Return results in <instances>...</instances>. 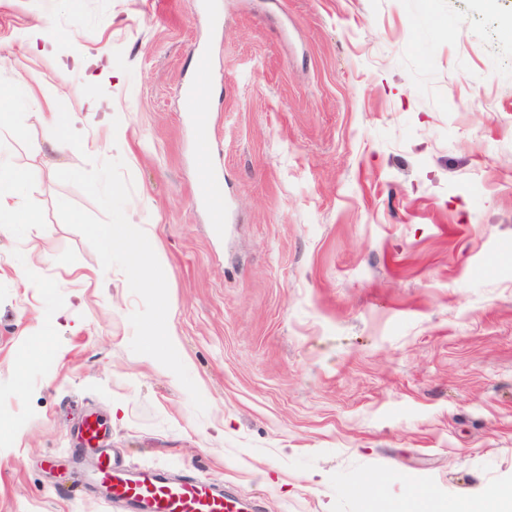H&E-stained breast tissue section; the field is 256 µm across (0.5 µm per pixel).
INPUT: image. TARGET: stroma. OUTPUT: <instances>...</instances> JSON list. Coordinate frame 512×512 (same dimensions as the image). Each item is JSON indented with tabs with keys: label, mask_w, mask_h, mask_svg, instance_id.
<instances>
[{
	"label": "stroma",
	"mask_w": 512,
	"mask_h": 512,
	"mask_svg": "<svg viewBox=\"0 0 512 512\" xmlns=\"http://www.w3.org/2000/svg\"><path fill=\"white\" fill-rule=\"evenodd\" d=\"M39 14L43 54L22 42ZM4 57L37 85L0 99V154L35 173L33 223L0 235V512H123L87 484L88 409L128 466L254 512H396L354 491L394 478L418 512H463L512 484V0H0ZM98 57L119 79L91 78ZM200 80L204 148L183 95ZM57 102L82 151H51ZM117 128L202 414L131 351L140 299L57 212L99 214L56 173L104 160ZM202 155L220 235L193 202ZM223 198L224 178L208 158L200 159L196 180V203L209 209L217 231L224 224Z\"/></svg>",
	"instance_id": "1"
}]
</instances>
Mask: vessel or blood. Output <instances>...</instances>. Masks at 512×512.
I'll list each match as a JSON object with an SVG mask.
<instances>
[{
	"label": "vessel or blood",
	"mask_w": 512,
	"mask_h": 512,
	"mask_svg": "<svg viewBox=\"0 0 512 512\" xmlns=\"http://www.w3.org/2000/svg\"><path fill=\"white\" fill-rule=\"evenodd\" d=\"M196 202L207 207L215 228L224 224V179L209 159H200ZM103 421L86 415L79 427L81 443L96 455L94 480L106 489L109 500L122 503L129 512H241L238 499L212 484L188 477L173 478L155 468L130 470L113 458L101 441Z\"/></svg>",
	"instance_id": "b4317fda"
}]
</instances>
